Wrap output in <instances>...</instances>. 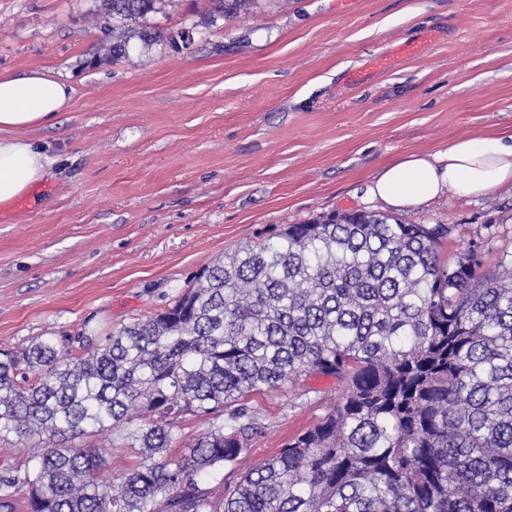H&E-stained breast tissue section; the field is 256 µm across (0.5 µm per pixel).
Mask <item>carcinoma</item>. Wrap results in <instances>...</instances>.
Wrapping results in <instances>:
<instances>
[{
  "instance_id": "1",
  "label": "carcinoma",
  "mask_w": 512,
  "mask_h": 512,
  "mask_svg": "<svg viewBox=\"0 0 512 512\" xmlns=\"http://www.w3.org/2000/svg\"><path fill=\"white\" fill-rule=\"evenodd\" d=\"M215 2L228 20L255 4ZM161 4L103 0L112 57ZM452 231L363 211L289 224L86 354L54 336L0 350V444L29 449L0 512H512V252L451 260ZM302 375L336 378V402L245 464L251 396ZM186 415L211 416L188 441ZM99 435L139 463L101 480ZM216 468L217 494L197 482Z\"/></svg>"
}]
</instances>
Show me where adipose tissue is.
I'll list each match as a JSON object with an SVG mask.
<instances>
[{
    "instance_id": "adipose-tissue-1",
    "label": "adipose tissue",
    "mask_w": 512,
    "mask_h": 512,
    "mask_svg": "<svg viewBox=\"0 0 512 512\" xmlns=\"http://www.w3.org/2000/svg\"><path fill=\"white\" fill-rule=\"evenodd\" d=\"M74 87L44 70L21 76L0 74V205L24 195L43 178L46 156L15 130L44 125L66 111ZM512 184V134L460 137L448 149L410 153L387 165L370 192L394 210L421 207L455 189L481 197Z\"/></svg>"
}]
</instances>
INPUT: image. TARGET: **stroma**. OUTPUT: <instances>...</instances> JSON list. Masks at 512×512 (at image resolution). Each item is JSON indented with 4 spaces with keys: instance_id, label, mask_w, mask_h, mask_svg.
<instances>
[{
    "instance_id": "obj_1",
    "label": "stroma",
    "mask_w": 512,
    "mask_h": 512,
    "mask_svg": "<svg viewBox=\"0 0 512 512\" xmlns=\"http://www.w3.org/2000/svg\"><path fill=\"white\" fill-rule=\"evenodd\" d=\"M151 42L112 57L102 0H0V72L45 68L68 111L18 131L46 176L0 209V348L79 351L161 310L206 266L332 212L388 213L368 192L399 157L512 129V0H166ZM190 32L188 48L169 38ZM400 219L447 224L452 257L512 250V185L448 190ZM255 396L250 459L312 426L336 381Z\"/></svg>"
}]
</instances>
